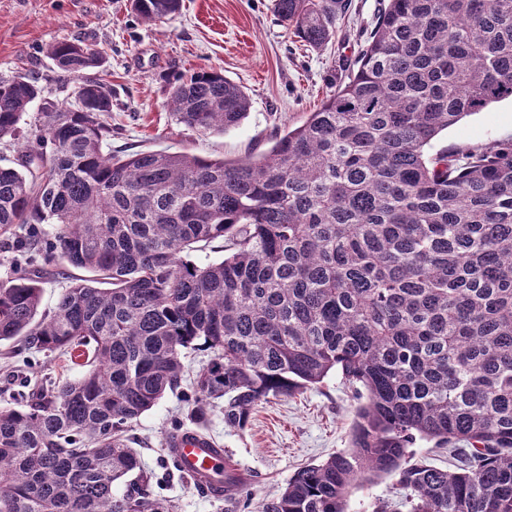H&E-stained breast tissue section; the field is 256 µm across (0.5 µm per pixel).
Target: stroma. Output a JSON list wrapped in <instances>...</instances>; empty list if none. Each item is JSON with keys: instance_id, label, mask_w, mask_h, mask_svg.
Segmentation results:
<instances>
[{"instance_id": "35a3bbf8", "label": "stroma", "mask_w": 512, "mask_h": 512, "mask_svg": "<svg viewBox=\"0 0 512 512\" xmlns=\"http://www.w3.org/2000/svg\"><path fill=\"white\" fill-rule=\"evenodd\" d=\"M179 15L142 21L132 0H0V80L24 74L38 81L46 97L73 98L74 83L63 82L46 54L66 40L100 44L112 74L110 150L121 153L164 150L209 159L258 155L276 130L300 125L331 90L344 60L354 59L361 35L370 31L382 0H352L350 13L336 22L331 43L301 46L273 11V0H183ZM213 68L240 84L252 100L250 112L225 132L191 130L168 109L164 75ZM512 138V102L493 104L442 132L435 148ZM14 376L0 370V397L28 391L46 378L74 379L79 367L60 353L13 358ZM353 388L340 375L291 397H269L244 430L227 428L213 409L205 432L241 469L247 496L207 498L164 462L165 439L188 425L189 396L166 395L133 421L130 447L153 473L156 495L172 500L175 512H254L275 497L303 466L347 450L357 408ZM396 477L383 475L354 486L348 512H371L375 498L400 499Z\"/></svg>"}]
</instances>
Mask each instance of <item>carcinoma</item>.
Masks as SVG:
<instances>
[{
	"label": "carcinoma",
	"mask_w": 512,
	"mask_h": 512,
	"mask_svg": "<svg viewBox=\"0 0 512 512\" xmlns=\"http://www.w3.org/2000/svg\"><path fill=\"white\" fill-rule=\"evenodd\" d=\"M160 22L182 0H133ZM351 0H274L310 48ZM48 56L80 89L44 102L18 166H0V341L84 368L0 407V512H174L127 444L129 424L188 386L190 421L248 425L269 396L336 371L365 402L351 448L292 476L258 512H346L368 473L406 494L372 512H512V139L432 150L512 99V0H386L352 70L258 156L105 151L112 73L95 43ZM189 129L251 108L220 71L165 77ZM38 82L0 81V140ZM54 226L48 234L43 225ZM222 243L224 258L195 252ZM72 267L40 313L41 273ZM211 350L192 379L184 351ZM453 469L411 461L416 439ZM125 482L122 493L114 485Z\"/></svg>",
	"instance_id": "carcinoma-1"
}]
</instances>
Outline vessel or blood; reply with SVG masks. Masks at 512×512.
Returning a JSON list of instances; mask_svg holds the SVG:
<instances>
[{"label": "vessel or blood", "instance_id": "b4317fda", "mask_svg": "<svg viewBox=\"0 0 512 512\" xmlns=\"http://www.w3.org/2000/svg\"><path fill=\"white\" fill-rule=\"evenodd\" d=\"M169 446L182 469L193 478L196 488L210 497L215 494L210 486L212 472L234 466L216 440L205 435L179 433L171 439Z\"/></svg>", "mask_w": 512, "mask_h": 512}]
</instances>
